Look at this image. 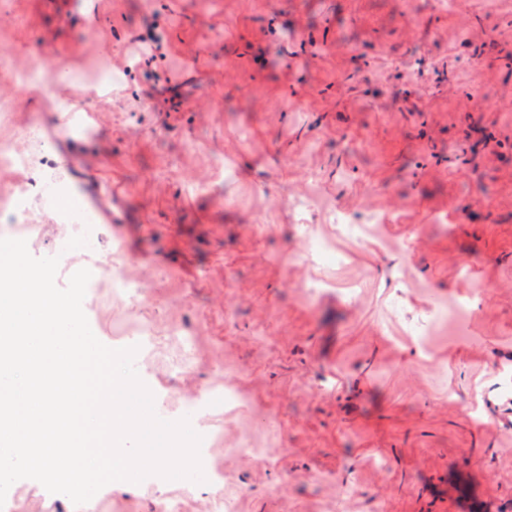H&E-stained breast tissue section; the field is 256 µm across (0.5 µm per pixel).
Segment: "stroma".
Returning a JSON list of instances; mask_svg holds the SVG:
<instances>
[{"mask_svg": "<svg viewBox=\"0 0 512 512\" xmlns=\"http://www.w3.org/2000/svg\"><path fill=\"white\" fill-rule=\"evenodd\" d=\"M1 13L30 41L0 27V73L18 77L0 147L26 143L31 164L0 180V201L32 178L53 184L28 203L41 229L27 247L57 256L73 205L39 142L64 81L96 115L75 167L121 203V223L92 227L105 277L144 289H87L83 311L107 346L137 347L160 418L205 399L193 422L226 512H457L458 490L512 512V432L481 400L489 349L512 336V112H467L443 90L512 97L499 61L512 0H89L68 23L54 0H0ZM157 29L166 55L146 67L133 39ZM284 46L299 71L280 66ZM104 68L111 89L83 96ZM475 126L510 148L474 173L448 158ZM299 173L307 191L293 196ZM387 197L397 209H381ZM330 371L339 384L324 394ZM212 492L115 481L99 497L104 512H154L161 493L210 512ZM1 506L71 512L32 479Z\"/></svg>", "mask_w": 512, "mask_h": 512, "instance_id": "obj_1", "label": "stroma"}]
</instances>
